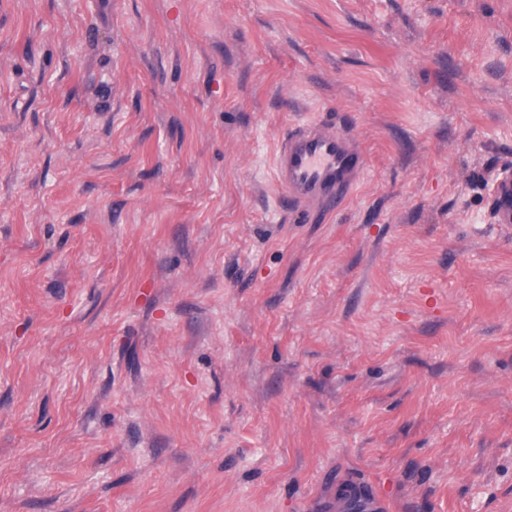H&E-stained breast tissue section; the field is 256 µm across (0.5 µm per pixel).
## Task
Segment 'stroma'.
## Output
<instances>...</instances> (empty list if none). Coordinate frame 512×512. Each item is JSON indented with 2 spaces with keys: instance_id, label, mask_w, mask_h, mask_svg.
Instances as JSON below:
<instances>
[{
  "instance_id": "35a3bbf8",
  "label": "stroma",
  "mask_w": 512,
  "mask_h": 512,
  "mask_svg": "<svg viewBox=\"0 0 512 512\" xmlns=\"http://www.w3.org/2000/svg\"><path fill=\"white\" fill-rule=\"evenodd\" d=\"M503 164L512 0H0V512H512ZM367 169L359 142L326 121L288 128L275 157L274 178L281 202L301 216L331 213L344 207ZM487 213L492 224L512 226V166H501L493 178L487 196ZM346 496H336V502L333 501L324 504V508L336 512H343L354 506L365 511L361 512H385V504L383 499L377 494L369 491L361 485H353L347 492Z\"/></svg>"
}]
</instances>
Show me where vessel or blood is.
I'll use <instances>...</instances> for the list:
<instances>
[{
  "instance_id": "obj_1",
  "label": "vessel or blood",
  "mask_w": 512,
  "mask_h": 512,
  "mask_svg": "<svg viewBox=\"0 0 512 512\" xmlns=\"http://www.w3.org/2000/svg\"><path fill=\"white\" fill-rule=\"evenodd\" d=\"M367 168L359 142L346 130L326 121L291 126L281 138L275 157L274 178L281 201L302 216L331 213L346 204L357 180ZM487 213L491 223L512 226V166H501L490 185ZM383 512L385 504L363 486L329 503L330 512Z\"/></svg>"
}]
</instances>
